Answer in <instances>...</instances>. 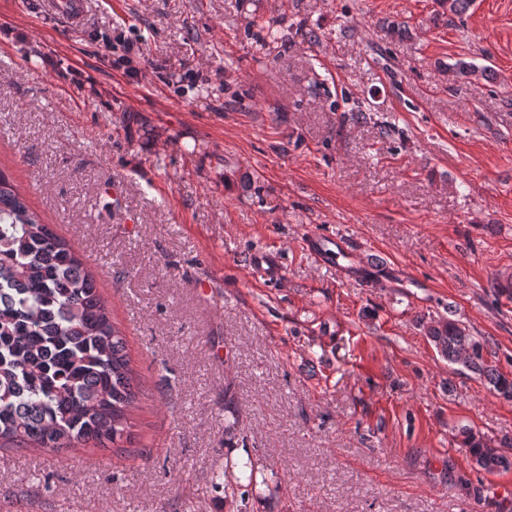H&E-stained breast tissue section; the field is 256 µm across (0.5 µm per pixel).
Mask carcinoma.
<instances>
[{"instance_id":"cac0c4a2","label":"carcinoma","mask_w":512,"mask_h":512,"mask_svg":"<svg viewBox=\"0 0 512 512\" xmlns=\"http://www.w3.org/2000/svg\"><path fill=\"white\" fill-rule=\"evenodd\" d=\"M285 24L283 17L251 22L266 45L278 42ZM448 71L490 75L464 59ZM427 335L448 363L512 398V380L488 364L483 342L451 320L428 326ZM139 394L95 274L0 171V448L113 447L128 434ZM468 439L481 470L512 468L497 449Z\"/></svg>"}]
</instances>
